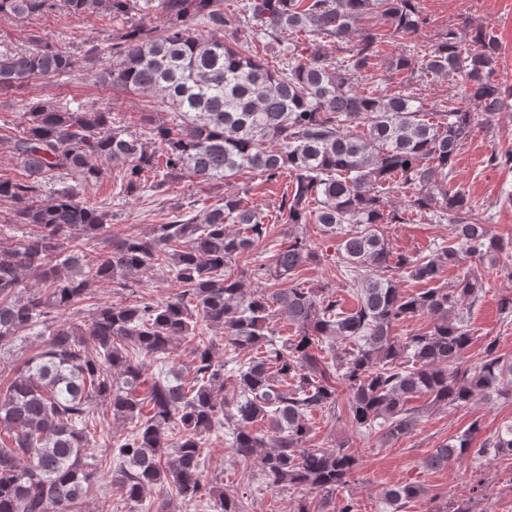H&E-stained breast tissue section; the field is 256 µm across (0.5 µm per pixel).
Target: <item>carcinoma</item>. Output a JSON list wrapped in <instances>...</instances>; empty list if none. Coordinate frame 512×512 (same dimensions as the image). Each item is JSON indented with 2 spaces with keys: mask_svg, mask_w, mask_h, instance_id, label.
<instances>
[{
  "mask_svg": "<svg viewBox=\"0 0 512 512\" xmlns=\"http://www.w3.org/2000/svg\"><path fill=\"white\" fill-rule=\"evenodd\" d=\"M55 7V0H0V20ZM63 7L73 16L103 10L129 26L110 43L85 39L77 53L62 45L0 52V94L108 55L112 66L98 72V82L156 96L169 120L144 114L158 144L149 151L110 112L43 99L25 104L23 129L10 137L24 176L1 177L0 199L14 204L15 223L36 230L0 248V347L39 326L48 339L0 389V431L8 436L0 439V512H103L87 497L104 472L132 512L158 485L168 491L149 504L153 512H172L175 501L246 512L240 498L203 476L205 437L219 428L231 436L245 483L253 481L255 460L268 486L306 492L292 512H357L333 495L359 470V458L307 446L312 415L338 408L337 382L348 391L352 424L377 426L386 439L411 433L425 409L466 407L491 393L512 398V359L498 354L496 340L476 366H461L471 342L462 307L482 291L475 272L450 290L413 294L394 280L403 271L430 284L463 253L481 259L509 251L452 185L457 153L477 126L471 106L488 122L512 98V86L495 79L500 46L492 32L476 28L466 43L450 28L425 49L421 72L460 83V97L440 105L432 120L412 94H383L354 79L372 68L383 39L404 40L422 27L418 0H161L163 20L155 26L133 21L137 0H63ZM372 13L385 18L386 32L359 28ZM200 23L233 33V42L203 37ZM287 31L319 46L308 52L295 42L269 59L259 56L262 40ZM329 45L345 52L342 60L325 52ZM103 163L120 169L126 194L145 189L148 173L226 185L248 169L268 181L288 174L280 205L287 241L271 262L250 270L284 287L250 291L229 273V264L267 237L264 216L237 194H224L200 220L156 224L145 236L112 233L108 212L69 190L44 193L59 171L96 183ZM390 183L412 190L409 210L448 223L450 245L421 257L390 249L383 225L406 223L385 197ZM305 224L336 238V266L357 280L354 309H343L326 285L297 283L302 267L320 261L298 232ZM97 237L105 244L91 257L85 241ZM156 266L169 268L177 288L165 301L103 304L78 323L56 322L55 312L77 311L91 299L92 284L128 292L129 277ZM31 279L39 288L26 295ZM421 315L431 318L429 331L392 335L395 325ZM202 322L221 332L226 361L216 360ZM285 326L293 335L280 336ZM194 335L190 367L146 381V359L160 360L178 338ZM340 340L355 347L340 348ZM415 397L427 404L407 406ZM95 402L106 403L112 420L131 424L110 446L120 460L115 469L110 457L88 461ZM473 430L479 421L425 465L442 468L464 453L512 456V422L481 448L470 447ZM313 493L321 496L315 511ZM421 493L410 482L388 489L384 500L391 512H405Z\"/></svg>",
  "mask_w": 512,
  "mask_h": 512,
  "instance_id": "cac0c4a2",
  "label": "carcinoma"
}]
</instances>
